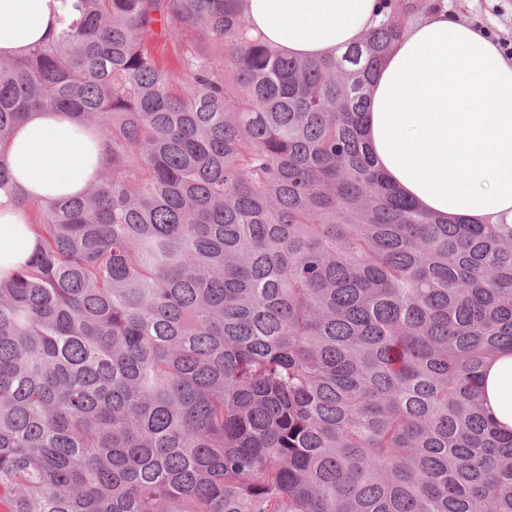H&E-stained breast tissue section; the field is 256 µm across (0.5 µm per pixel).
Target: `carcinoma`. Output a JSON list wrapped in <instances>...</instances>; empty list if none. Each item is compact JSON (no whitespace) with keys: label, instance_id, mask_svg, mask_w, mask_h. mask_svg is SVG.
<instances>
[{"label":"carcinoma","instance_id":"1","mask_svg":"<svg viewBox=\"0 0 512 512\" xmlns=\"http://www.w3.org/2000/svg\"><path fill=\"white\" fill-rule=\"evenodd\" d=\"M244 2L83 0L0 58V144L69 110L108 153L0 278V512H512V221L423 211L365 138L414 5L304 60ZM485 371L486 413L499 429L512 431V351L503 350Z\"/></svg>","mask_w":512,"mask_h":512}]
</instances>
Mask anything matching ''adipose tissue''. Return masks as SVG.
I'll list each match as a JSON object with an SVG mask.
<instances>
[{"label": "adipose tissue", "instance_id": "adipose-tissue-1", "mask_svg": "<svg viewBox=\"0 0 512 512\" xmlns=\"http://www.w3.org/2000/svg\"><path fill=\"white\" fill-rule=\"evenodd\" d=\"M80 0H0V57L25 55L79 17ZM379 0H247L253 35L293 58L321 59L359 43ZM367 137L381 169L430 212L476 222L512 219V57L447 9L410 18L378 70ZM0 276L39 240L31 206L82 195L106 163L101 133L62 112L35 111L0 152ZM485 408L512 431V351L485 368Z\"/></svg>", "mask_w": 512, "mask_h": 512}]
</instances>
